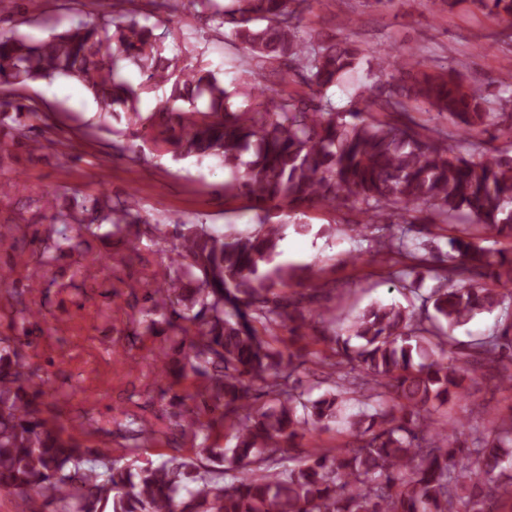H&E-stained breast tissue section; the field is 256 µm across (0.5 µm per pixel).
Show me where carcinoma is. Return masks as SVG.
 Returning a JSON list of instances; mask_svg holds the SVG:
<instances>
[{
    "label": "carcinoma",
    "mask_w": 512,
    "mask_h": 512,
    "mask_svg": "<svg viewBox=\"0 0 512 512\" xmlns=\"http://www.w3.org/2000/svg\"><path fill=\"white\" fill-rule=\"evenodd\" d=\"M133 2L113 0L111 17L44 38L17 29L0 34V85L7 88L0 156L12 147L41 148L31 121L48 115L20 91L65 78L93 95L99 114L124 113L127 128L112 134L230 171L224 195L248 200L259 224L253 233L188 224L169 245L160 225H146L153 244L169 245V265L145 290L137 325L152 335L176 328L187 343L181 366L166 363L161 376L198 381L195 405L174 395L172 417L182 437L202 439L201 448L193 457L137 465L64 434L45 416L43 392L31 388V367L17 351L36 329L37 312L24 307L11 311L17 335L0 338V492L22 512L37 498L50 512H505L512 414L486 411L489 429L480 432L435 412L512 361L503 292L512 285V248L482 245L487 236L512 241V156L483 139L512 131V99L492 102L456 70L431 73L414 52L377 51L369 60L375 80L356 92L362 107L338 109L328 92L364 56L351 32L338 40L300 35L306 0H194L248 53L230 92L201 62L166 56L157 24L138 20L127 8ZM471 3L512 22V0ZM127 66L141 82L124 78ZM268 74L300 80L310 102L298 107L261 85ZM168 83V98L141 112L142 100ZM235 96L255 106L236 108ZM317 203L361 213L364 225L355 231L377 232V253L411 297L406 307L360 311L345 337L333 332L340 359L325 377L333 390L305 402L296 394L300 355L274 349L269 338L289 323L293 332L303 328L306 296L276 293L292 269L269 265L283 239L279 216ZM42 207L51 224H109L116 234L141 223L135 204L107 195L63 206L46 196ZM415 213L455 231L447 251L406 240ZM68 253H81V243L61 235L36 259L47 266ZM424 269L440 279L427 294L420 293ZM497 309L508 321L501 331L458 345L455 330ZM258 384L272 396L264 409L252 406ZM224 422L235 446L207 445L209 431ZM331 423L348 433L347 446L297 451V440Z\"/></svg>",
    "instance_id": "1"
}]
</instances>
